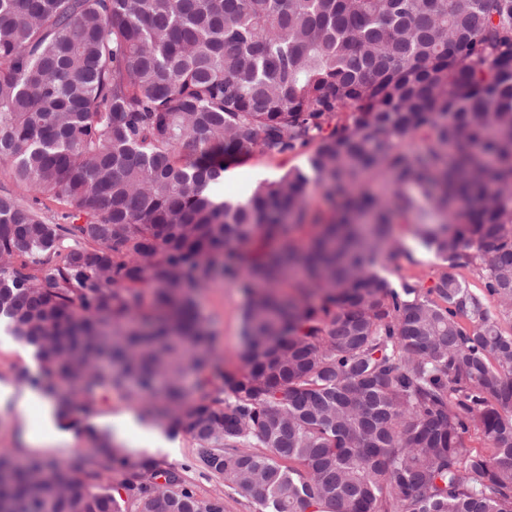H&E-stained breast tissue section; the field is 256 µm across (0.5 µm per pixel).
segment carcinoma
Returning a JSON list of instances; mask_svg holds the SVG:
<instances>
[{"mask_svg":"<svg viewBox=\"0 0 512 512\" xmlns=\"http://www.w3.org/2000/svg\"><path fill=\"white\" fill-rule=\"evenodd\" d=\"M307 148L243 202L207 192L216 154ZM0 161L33 193L0 192V317L58 419L131 384L259 512H512V0H0ZM314 185L334 220L268 250ZM395 224L432 286L381 273L410 259ZM218 274L240 372L194 304ZM90 438L0 451V512H224ZM392 243L401 244L411 254L412 260L401 261L399 268L389 266L382 273L394 284L400 278H411L430 285L432 279L441 271L439 261L421 246L408 225L399 224L395 227Z\"/></svg>","mask_w":512,"mask_h":512,"instance_id":"1","label":"carcinoma"}]
</instances>
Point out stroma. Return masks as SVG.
<instances>
[{"label": "stroma", "instance_id": "1", "mask_svg": "<svg viewBox=\"0 0 512 512\" xmlns=\"http://www.w3.org/2000/svg\"><path fill=\"white\" fill-rule=\"evenodd\" d=\"M306 153L272 157L260 152L232 163L225 172V183L211 185L212 193L220 195L225 185L236 186L237 198H246L251 187L263 179H272L291 167H306ZM393 240L410 254L400 267H387L384 274L391 281L402 278L431 283L439 273L438 260L428 253L412 234L408 225L395 228ZM246 296L237 284L216 278L196 291L195 303L205 318L214 338V354L225 369L240 371L244 368L242 351V311ZM39 362L32 346L16 340L7 319L0 318V402L14 405L28 394L30 388L23 381L26 374L36 372ZM146 400L112 396L108 402L91 413L72 415L71 427L46 423L34 418L30 425H22L14 416L0 413V450H21L23 453L65 461L78 453L92 450L89 431L108 434L114 443L132 456H150L162 468L179 472L201 497L222 495L225 512H258L257 505L241 498L225 487L223 481L200 469L195 464V449L185 432L172 433L151 418ZM30 430L35 443H25L23 430Z\"/></svg>", "mask_w": 512, "mask_h": 512}]
</instances>
